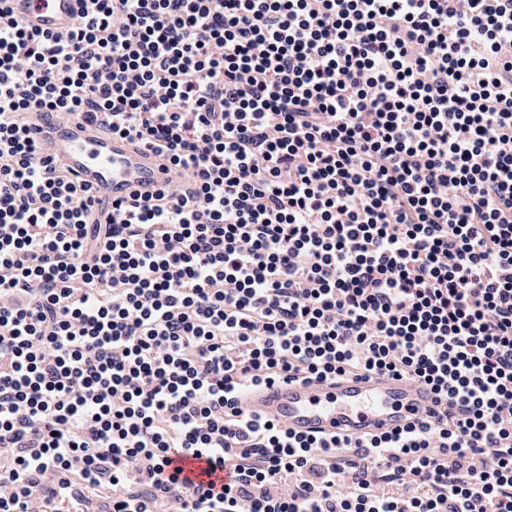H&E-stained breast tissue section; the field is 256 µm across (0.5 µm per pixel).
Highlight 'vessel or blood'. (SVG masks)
<instances>
[{"label": "vessel or blood", "mask_w": 512, "mask_h": 512, "mask_svg": "<svg viewBox=\"0 0 512 512\" xmlns=\"http://www.w3.org/2000/svg\"><path fill=\"white\" fill-rule=\"evenodd\" d=\"M15 20L30 30L58 34L69 30L79 12V0H8ZM35 132L51 152L98 199L112 202L156 192L171 178V170L129 140L96 133L83 120L62 122L38 117ZM247 413L287 424L304 436L370 437L392 433L436 414L440 406L432 390L395 376L375 373L343 376L310 383L251 386L241 396ZM172 464L195 483L222 481L223 471H210L207 460L173 455Z\"/></svg>", "instance_id": "vessel-or-blood-1"}]
</instances>
